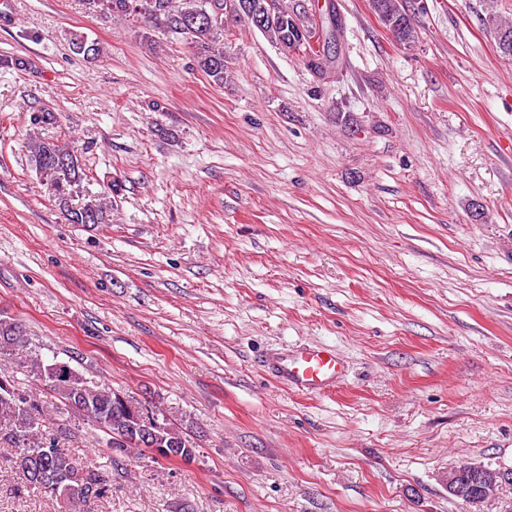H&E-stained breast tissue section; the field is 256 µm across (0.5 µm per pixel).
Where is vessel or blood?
<instances>
[{"label":"vessel or blood","mask_w":512,"mask_h":512,"mask_svg":"<svg viewBox=\"0 0 512 512\" xmlns=\"http://www.w3.org/2000/svg\"><path fill=\"white\" fill-rule=\"evenodd\" d=\"M273 370L288 386L315 393L335 386L345 374V365L333 349L308 346L278 358Z\"/></svg>","instance_id":"b4317fda"}]
</instances>
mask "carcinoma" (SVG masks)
I'll return each mask as SVG.
<instances>
[{"mask_svg": "<svg viewBox=\"0 0 512 512\" xmlns=\"http://www.w3.org/2000/svg\"><path fill=\"white\" fill-rule=\"evenodd\" d=\"M83 2L90 13L104 21L140 19L132 8L134 0ZM248 4L254 12L268 13L259 30L288 55L296 53L302 33L315 26L302 3L296 5V11L283 14L270 11L269 0H248ZM206 7L207 0H154L153 24L165 33L190 40L196 67L214 84L222 86L228 79L224 19L188 26ZM370 7L399 44L409 47L415 43L418 33L407 0H370ZM71 45L86 57L99 53L98 44L82 32L71 35ZM307 45L309 52L301 55L304 65L316 76H325L336 57V43L324 44L319 49L310 41ZM28 148L31 166L67 212L70 223H85L82 209L69 206L84 176L73 142L35 137ZM28 344L20 323L0 318V444L14 450L13 463L22 479L17 492L50 493L64 504L65 512H81V507L91 500L109 497L112 484L97 463L92 460L80 463L61 448L60 440L67 437V432L53 437L43 434V423L49 416L45 401L37 390L19 389L11 371L15 351ZM27 373L48 387L64 407L101 432L98 443L107 449L111 461L141 448L149 451L153 446L168 451L161 457L165 460L174 457L189 462L194 458L195 445L185 428L158 406H137L123 392L88 380L68 362H46L37 353L28 359ZM142 433L150 435L153 446L139 443ZM151 458L161 459L154 454ZM463 467L468 471L466 482L456 475V469L448 471L450 495L460 502L463 512H481L486 504L498 499L503 486L512 485V479L498 476L499 468L473 461L463 463Z\"/></svg>", "mask_w": 512, "mask_h": 512, "instance_id": "1", "label": "carcinoma"}]
</instances>
